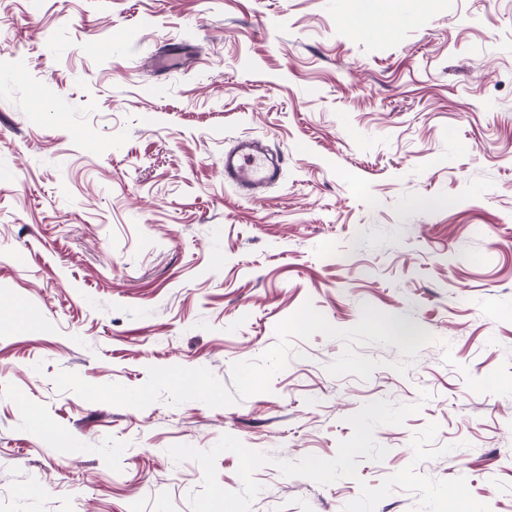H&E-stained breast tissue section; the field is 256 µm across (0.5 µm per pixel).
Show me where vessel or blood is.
I'll return each instance as SVG.
<instances>
[{"label":"vessel or blood","instance_id":"b4317fda","mask_svg":"<svg viewBox=\"0 0 512 512\" xmlns=\"http://www.w3.org/2000/svg\"><path fill=\"white\" fill-rule=\"evenodd\" d=\"M223 170L225 184L240 187L252 196L277 183L281 177L279 165L253 139L238 140L225 151Z\"/></svg>","mask_w":512,"mask_h":512}]
</instances>
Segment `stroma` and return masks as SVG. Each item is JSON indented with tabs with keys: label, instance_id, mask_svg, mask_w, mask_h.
Here are the masks:
<instances>
[{
	"label": "stroma",
	"instance_id": "obj_1",
	"mask_svg": "<svg viewBox=\"0 0 512 512\" xmlns=\"http://www.w3.org/2000/svg\"><path fill=\"white\" fill-rule=\"evenodd\" d=\"M382 11L393 37L346 26L343 0H0V301L42 322L0 314V512H192L202 469L167 450L225 434L273 459L250 512H342L431 422L449 452L418 473L512 512V0ZM167 48L187 62L162 73ZM243 136L282 168L256 198L224 183ZM307 301L338 329L367 304L433 340L403 373L397 346H358L380 362L363 380L327 372L343 341L295 339L271 392L221 408L53 383L181 365L228 385ZM377 400L422 405L376 428L383 460L281 474L333 458Z\"/></svg>",
	"mask_w": 512,
	"mask_h": 512
}]
</instances>
